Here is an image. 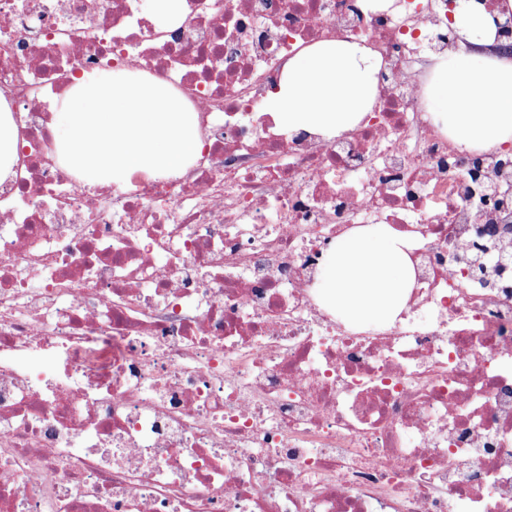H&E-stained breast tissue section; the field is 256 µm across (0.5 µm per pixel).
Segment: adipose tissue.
<instances>
[{"label": "adipose tissue", "mask_w": 512, "mask_h": 512, "mask_svg": "<svg viewBox=\"0 0 512 512\" xmlns=\"http://www.w3.org/2000/svg\"><path fill=\"white\" fill-rule=\"evenodd\" d=\"M464 47L434 58L426 95L432 122L466 150L512 148V57L489 52L493 17L476 0L455 11ZM381 58L357 42L308 45L285 63L267 109L291 133L332 140L352 130L375 103ZM409 241L385 224L336 238L316 285L320 300L356 327L390 326L413 283Z\"/></svg>", "instance_id": "ef3b65f1"}]
</instances>
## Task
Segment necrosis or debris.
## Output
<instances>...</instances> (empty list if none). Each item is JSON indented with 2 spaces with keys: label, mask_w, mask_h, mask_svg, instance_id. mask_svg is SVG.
<instances>
[{
  "label": "necrosis or debris",
  "mask_w": 512,
  "mask_h": 512,
  "mask_svg": "<svg viewBox=\"0 0 512 512\" xmlns=\"http://www.w3.org/2000/svg\"><path fill=\"white\" fill-rule=\"evenodd\" d=\"M326 39L382 58L376 104L328 141L264 109ZM448 0H0V512H512V155L460 151L421 72ZM190 104L183 175L93 192L55 157L77 74ZM411 241L398 321L314 294L336 238ZM18 136L11 108L0 101V177L10 173L18 157Z\"/></svg>",
  "instance_id": "necrosis-or-debris-1"
}]
</instances>
